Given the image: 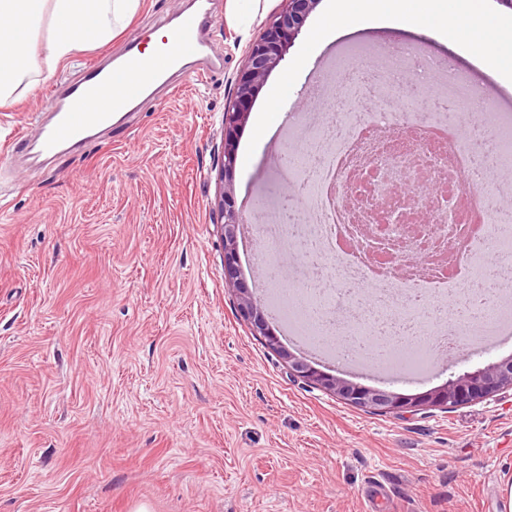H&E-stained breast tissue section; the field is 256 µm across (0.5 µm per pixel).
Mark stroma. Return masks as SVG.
<instances>
[{"mask_svg":"<svg viewBox=\"0 0 512 512\" xmlns=\"http://www.w3.org/2000/svg\"><path fill=\"white\" fill-rule=\"evenodd\" d=\"M221 71L166 88L98 141L45 163L10 161V140L49 109L47 90L82 65L153 33L185 0H140L127 28L55 68L0 108V512H504L512 485V389L445 409L373 413L289 376L254 336L224 284L216 224L224 108L246 48L282 0H211ZM352 41L377 57L399 44L486 73L436 39L386 26ZM339 40L318 45L268 133L249 141L268 93L258 89L233 177L238 208L283 193L279 158L318 102L313 76ZM512 356H436L427 385L382 382L354 363L324 371L415 394Z\"/></svg>","mask_w":512,"mask_h":512,"instance_id":"stroma-1","label":"stroma"}]
</instances>
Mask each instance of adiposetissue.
<instances>
[{"instance_id":"obj_1","label":"adipose tissue","mask_w":512,"mask_h":512,"mask_svg":"<svg viewBox=\"0 0 512 512\" xmlns=\"http://www.w3.org/2000/svg\"><path fill=\"white\" fill-rule=\"evenodd\" d=\"M140 0H0V107L33 87L31 52L42 42L45 60L54 65L90 42L110 40L125 28Z\"/></svg>"}]
</instances>
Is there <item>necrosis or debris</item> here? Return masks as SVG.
<instances>
[{"mask_svg":"<svg viewBox=\"0 0 512 512\" xmlns=\"http://www.w3.org/2000/svg\"><path fill=\"white\" fill-rule=\"evenodd\" d=\"M420 59L418 52L404 48L380 57L372 70L371 87L364 74L344 75L338 90L321 98L323 119L298 140L299 154L287 178L297 186L300 200L318 215L317 222L308 225L306 238L311 252L323 257L336 279L329 290L303 281L296 290L300 304L286 308L275 302L271 311L287 324L288 335L301 347L319 355L327 353L323 338L340 305L353 310L346 322L347 335L410 336L426 325L432 330L433 352H455L468 337L491 330L499 319V310L484 300L480 289L489 254L502 258L499 288H512V211L497 205L496 198L505 188L492 180L493 174L512 168V118L488 113L491 150L479 169L469 162L467 140L453 135L441 121L397 140L392 129L408 122L410 110L397 108L396 102L403 99L408 76ZM370 92L383 97L385 104L368 112L363 101ZM412 152L424 158L427 177L444 172L451 184L447 201L438 210L439 221L423 225L420 235L407 239L404 226L411 216L405 209L393 214L385 176ZM358 167L372 171L354 189L374 226L375 235L369 239L359 232L344 198L335 195ZM402 238L414 250L430 241L441 243L442 250L428 260L408 264L400 279H386L387 256ZM364 281L377 290L369 315L353 309L352 287ZM451 298L476 308L473 323L461 326L449 320Z\"/></svg>","mask_w":512,"mask_h":512,"instance_id":"4bbe7bcc","label":"necrosis or debris"}]
</instances>
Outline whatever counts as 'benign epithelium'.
<instances>
[{"mask_svg":"<svg viewBox=\"0 0 512 512\" xmlns=\"http://www.w3.org/2000/svg\"><path fill=\"white\" fill-rule=\"evenodd\" d=\"M285 7L249 44L246 65L230 81L231 99L224 109V150L217 208L220 215L219 229L224 241V283L235 293L240 316L250 325L253 335L261 337L288 366L294 378L320 388L353 406L369 408L381 413H406L422 409L446 408L469 401L488 398L505 388H512V361L487 365L473 372H466L434 389L414 394H397L392 391L351 383L324 372L313 363L288 350L268 322L265 307L241 276L238 239L243 225L251 223L237 208L232 176L238 157V135L247 122L256 91L266 78L284 60L287 48L295 41L307 19L320 0H284ZM431 180H417L406 172L391 187L396 196H434ZM289 234L295 241H302L304 225L310 217L303 208L287 216Z\"/></svg>","mask_w":512,"mask_h":512,"instance_id":"obj_1","label":"benign epithelium"}]
</instances>
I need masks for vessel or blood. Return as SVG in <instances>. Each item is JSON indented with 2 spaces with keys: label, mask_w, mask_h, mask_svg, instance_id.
I'll return each mask as SVG.
<instances>
[{
  "label": "vessel or blood",
  "mask_w": 512,
  "mask_h": 512,
  "mask_svg": "<svg viewBox=\"0 0 512 512\" xmlns=\"http://www.w3.org/2000/svg\"><path fill=\"white\" fill-rule=\"evenodd\" d=\"M213 24L208 0H198L195 8L177 16L173 44L162 66L149 64L139 37L129 40L121 55L85 63L76 77L53 87L52 113L39 120L36 137H14L10 155L55 158L93 142L96 133L111 129L115 115L127 112L156 84L175 89L185 81L206 79L217 66L209 54L208 35ZM107 85L115 91L112 105L96 109L94 101Z\"/></svg>",
  "instance_id": "1"
}]
</instances>
